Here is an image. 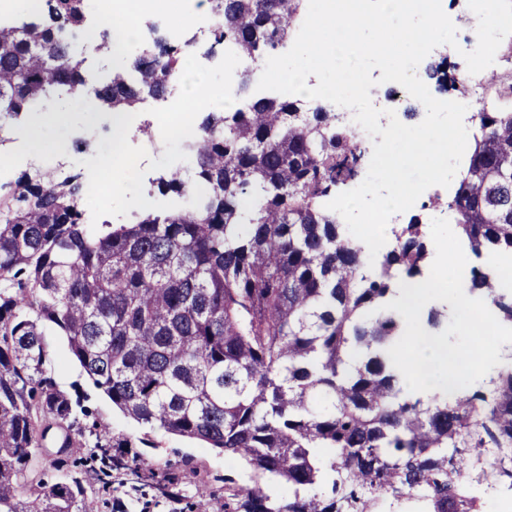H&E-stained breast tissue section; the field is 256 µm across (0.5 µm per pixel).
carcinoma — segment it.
I'll use <instances>...</instances> for the list:
<instances>
[{
	"label": "carcinoma",
	"instance_id": "cac0c4a2",
	"mask_svg": "<svg viewBox=\"0 0 512 512\" xmlns=\"http://www.w3.org/2000/svg\"><path fill=\"white\" fill-rule=\"evenodd\" d=\"M305 0H209L211 40L253 62L280 52ZM87 0H34L22 23H0V129L24 112L86 92V58L68 48ZM190 42L156 35L126 56L101 31L91 50L122 58L95 91L110 112H137L170 85ZM486 102L466 174L448 200L470 252L512 258V69L486 75ZM189 173L169 170L145 191L133 224L88 230L80 176L55 168L0 184V512H95L83 477L63 470L20 498V480L52 438L64 456L94 437V458L124 472L112 512H148L178 478L149 473L113 448L127 439L85 432L47 377L41 326L112 405L146 432L229 452L254 485L224 479L218 512H485L472 486L512 491V365L485 390L420 397L387 351L403 335L384 308L421 277L424 225L391 228L376 266L325 207L365 148L323 107L261 97L210 112L186 144ZM189 205L154 207V190ZM501 323L512 288L489 264L469 270ZM285 484L288 498L260 480Z\"/></svg>",
	"mask_w": 512,
	"mask_h": 512
}]
</instances>
